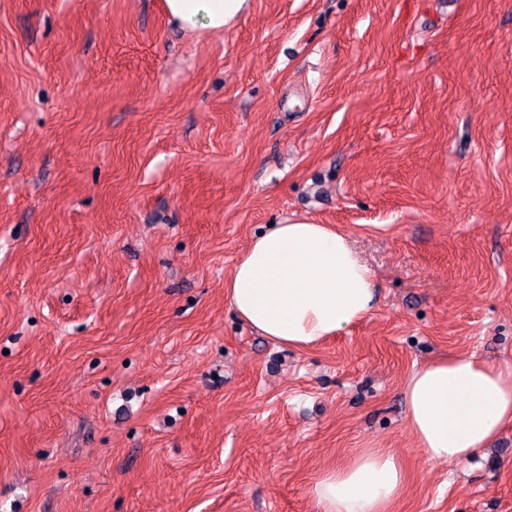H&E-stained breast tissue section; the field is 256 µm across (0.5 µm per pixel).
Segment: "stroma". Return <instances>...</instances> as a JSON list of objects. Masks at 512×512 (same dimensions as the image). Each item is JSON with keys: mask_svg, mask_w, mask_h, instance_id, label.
Instances as JSON below:
<instances>
[{"mask_svg": "<svg viewBox=\"0 0 512 512\" xmlns=\"http://www.w3.org/2000/svg\"><path fill=\"white\" fill-rule=\"evenodd\" d=\"M378 284L310 349L224 283L284 218ZM512 364V0H0V512H318L397 451L396 512H512V427L427 459L410 373ZM248 0H164L170 20L184 30H224ZM408 484L401 457L389 448H361L324 470L311 494L321 512H394Z\"/></svg>", "mask_w": 512, "mask_h": 512, "instance_id": "1", "label": "stroma"}]
</instances>
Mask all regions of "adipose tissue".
Wrapping results in <instances>:
<instances>
[{
    "label": "adipose tissue",
    "mask_w": 512,
    "mask_h": 512,
    "mask_svg": "<svg viewBox=\"0 0 512 512\" xmlns=\"http://www.w3.org/2000/svg\"><path fill=\"white\" fill-rule=\"evenodd\" d=\"M248 0H164L188 31L222 30ZM377 283L350 237L329 224L284 220L257 234L224 283V297L252 329L309 349L348 330L373 310ZM405 419L428 459L463 462L512 425V365L473 355L416 369L404 386ZM408 484L389 448L360 449L324 470L311 494L321 512H394Z\"/></svg>",
    "instance_id": "1"
}]
</instances>
